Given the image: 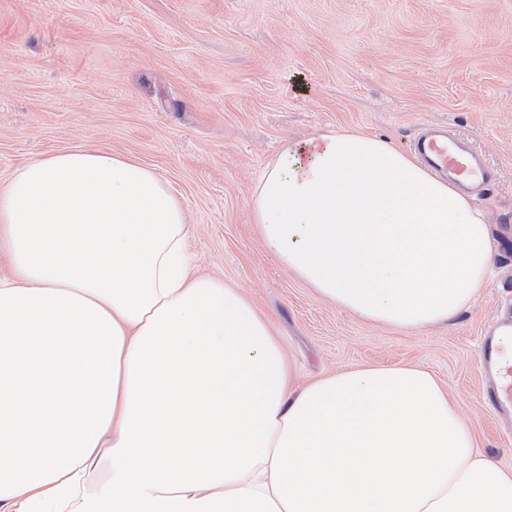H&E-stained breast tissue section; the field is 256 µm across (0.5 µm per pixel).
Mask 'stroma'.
I'll use <instances>...</instances> for the list:
<instances>
[{
  "label": "stroma",
  "instance_id": "1",
  "mask_svg": "<svg viewBox=\"0 0 512 512\" xmlns=\"http://www.w3.org/2000/svg\"><path fill=\"white\" fill-rule=\"evenodd\" d=\"M428 124L496 172L475 202L498 250L470 310L414 331L338 307L285 269L252 195L284 144L354 129L405 152ZM76 147L170 184L193 274L240 288L296 384L419 364L445 382L482 451L512 467V422L483 402L491 380L475 361L512 300V0H0V186Z\"/></svg>",
  "mask_w": 512,
  "mask_h": 512
}]
</instances>
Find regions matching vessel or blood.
<instances>
[{
  "instance_id": "vessel-or-blood-1",
  "label": "vessel or blood",
  "mask_w": 512,
  "mask_h": 512,
  "mask_svg": "<svg viewBox=\"0 0 512 512\" xmlns=\"http://www.w3.org/2000/svg\"><path fill=\"white\" fill-rule=\"evenodd\" d=\"M415 151L424 163L458 185H491L488 168L478 153L452 148L440 130L430 128L421 133ZM479 357L483 368L497 378L496 387L488 394L490 404L498 414L512 413V330L484 336Z\"/></svg>"
}]
</instances>
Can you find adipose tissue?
Listing matches in <instances>:
<instances>
[{"label":"adipose tissue","instance_id":"obj_1","mask_svg":"<svg viewBox=\"0 0 512 512\" xmlns=\"http://www.w3.org/2000/svg\"><path fill=\"white\" fill-rule=\"evenodd\" d=\"M252 208L287 270L373 322H450L492 271L484 212L375 136L284 145ZM186 237L167 182L118 154L60 151L0 188V512H512V467L433 373L295 385Z\"/></svg>","mask_w":512,"mask_h":512}]
</instances>
